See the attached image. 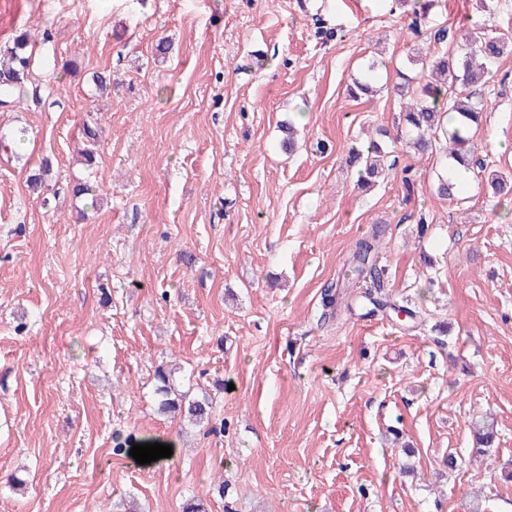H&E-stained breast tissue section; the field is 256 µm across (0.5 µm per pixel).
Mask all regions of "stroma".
<instances>
[{"label": "stroma", "mask_w": 512, "mask_h": 512, "mask_svg": "<svg viewBox=\"0 0 512 512\" xmlns=\"http://www.w3.org/2000/svg\"><path fill=\"white\" fill-rule=\"evenodd\" d=\"M411 17L410 0H0V44L37 43L31 96L0 111V512H512V193L481 188L512 178V51L481 90L465 200L438 197L435 156L401 151L367 190L349 162L393 129L396 69L427 32L512 37V0H438L420 37ZM372 58L380 90L351 97ZM87 125L93 208L72 194ZM372 224L389 293L423 323L320 326ZM164 362L211 395L209 422L159 413ZM130 437L179 453L114 454ZM472 433L477 453H486V448H490L496 438L494 432V421L487 414L471 423Z\"/></svg>", "instance_id": "stroma-1"}]
</instances>
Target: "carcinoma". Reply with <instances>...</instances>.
I'll use <instances>...</instances> for the list:
<instances>
[{
	"label": "carcinoma",
	"instance_id": "obj_1",
	"mask_svg": "<svg viewBox=\"0 0 512 512\" xmlns=\"http://www.w3.org/2000/svg\"><path fill=\"white\" fill-rule=\"evenodd\" d=\"M504 48V42L490 37L485 27L476 24L460 35L452 51L437 49L424 57H411L410 68L401 74L403 84L396 90L404 103L399 110L396 142L421 154L436 149L442 152L436 174V191L440 196L450 198L459 194L448 180V160L469 170L477 165L472 149L473 130L479 126L485 107L478 88L487 83ZM35 54L36 44L26 31L0 45V108L8 110L27 96L26 80ZM377 77L378 65L373 62L363 77L353 81L350 94L376 92ZM390 154L388 145L378 140L353 150L350 161L359 166L357 183L374 185L385 179L394 168L388 162ZM386 230L387 226L374 224L355 241L341 273L321 293L319 320H333L343 308L350 313L354 303L370 316L393 311L412 320L417 317L416 311L384 291L383 272L377 267V260ZM173 374L163 364L155 370L158 410L195 421L208 418L212 401L206 395L200 397L176 389ZM471 428L476 452L486 453L496 438L493 419L485 415L473 421Z\"/></svg>",
	"mask_w": 512,
	"mask_h": 512
}]
</instances>
